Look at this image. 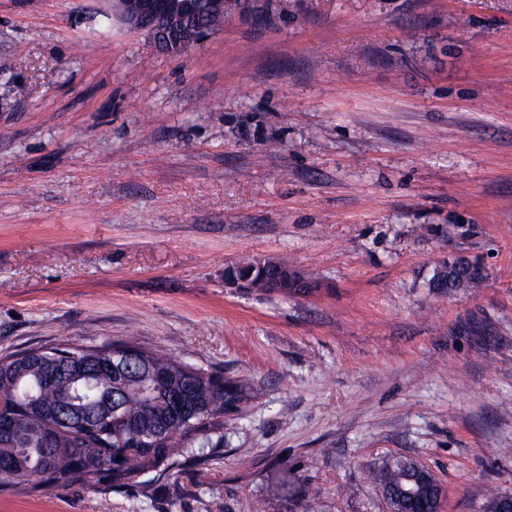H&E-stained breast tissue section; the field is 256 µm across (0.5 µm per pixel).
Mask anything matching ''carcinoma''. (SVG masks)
I'll return each instance as SVG.
<instances>
[{
	"label": "carcinoma",
	"mask_w": 512,
	"mask_h": 512,
	"mask_svg": "<svg viewBox=\"0 0 512 512\" xmlns=\"http://www.w3.org/2000/svg\"><path fill=\"white\" fill-rule=\"evenodd\" d=\"M288 281L285 295L319 285L284 258H242L224 268L232 288L261 290L273 277ZM482 265L466 257L438 262L429 286L441 295L483 286ZM251 383L194 367L128 342L30 350L0 358V467L21 474L49 495L82 486L121 488L141 476L204 462L224 447V409L246 410ZM115 458L112 467L102 458ZM394 459L374 475L375 485L400 481Z\"/></svg>",
	"instance_id": "1"
}]
</instances>
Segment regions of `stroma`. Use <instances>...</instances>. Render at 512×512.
Returning <instances> with one entry per match:
<instances>
[{"label": "stroma", "mask_w": 512, "mask_h": 512, "mask_svg": "<svg viewBox=\"0 0 512 512\" xmlns=\"http://www.w3.org/2000/svg\"><path fill=\"white\" fill-rule=\"evenodd\" d=\"M108 8L0 0V357L130 340L258 397L204 464L0 512H388L395 457L440 512L512 494V0H279L179 55ZM456 256L483 288L434 294ZM275 276L285 277L288 281V288H283L285 296L308 294L319 287L315 280L284 258L257 260L245 257L224 268V282L232 288L262 290Z\"/></svg>", "instance_id": "1"}]
</instances>
